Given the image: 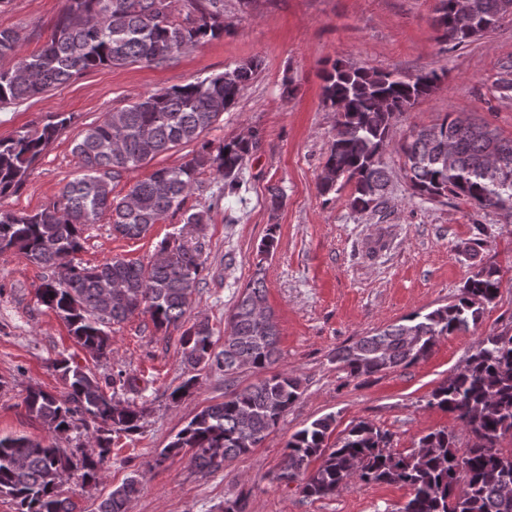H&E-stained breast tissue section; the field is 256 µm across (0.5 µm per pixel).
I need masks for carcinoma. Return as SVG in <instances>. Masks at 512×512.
Here are the masks:
<instances>
[{
    "mask_svg": "<svg viewBox=\"0 0 512 512\" xmlns=\"http://www.w3.org/2000/svg\"><path fill=\"white\" fill-rule=\"evenodd\" d=\"M65 0L45 48L20 51L19 36L0 30V58H14L0 69V105L16 104L102 67L160 65L188 46L224 35V0ZM470 13L456 16V0H439L434 26L439 39L466 45L494 31L512 16V0H469ZM259 61H243L224 73L151 92L119 112L87 126L73 152L81 170L60 191L59 200L34 214L0 212V252L15 249L49 271L38 288L41 302L55 311L82 348L102 358L111 353L110 326L147 315L154 329L182 330V362L191 371L214 369L230 390L224 400L197 412L158 453L157 462L180 454L201 472H213L259 447L299 399L301 380L288 371H265L280 357L279 331L268 306L264 279L250 281L227 319L224 345L214 348L203 320L189 322L199 295L205 259L202 246L164 241L161 260L148 264L112 258L90 265L77 258L84 233L107 215L112 230L137 239L170 211L182 208L196 174L208 168L222 182L208 209L185 213L184 224L206 221L210 209L239 193L241 175L258 150L259 137L236 138L218 146L201 139L236 103L255 76ZM443 74L432 69L414 76L369 71L333 62L322 74L323 102L336 111L335 134L318 178L321 196L350 188L355 212L382 207L388 185L383 155L395 121L438 87ZM69 117L38 129H23L0 140V196L20 189L33 164L56 139ZM197 148L176 166L156 169L121 199L111 182L179 146ZM411 188L420 198L440 202L463 198L476 210L512 214V138L487 123L465 126L447 113L400 144ZM499 270L483 265L467 279L455 300L426 313L414 312L398 324L375 329L336 351L334 360L353 377L409 367L427 357L440 338L477 327L498 296ZM190 326H185V323ZM66 385L57 395L32 388L28 411L62 435L87 420L97 424L95 449L78 454L25 436H0V498L15 512H73L60 490L61 476L76 472L95 485L112 454V433L139 430L144 410L115 400L98 379L66 359L55 364ZM262 374L243 388L234 386L244 371ZM198 383L192 375L170 393L188 397ZM428 405L455 416L469 432L461 445L446 428L422 436L407 454L389 446L388 434L360 420L331 441L335 418L328 414L291 435L283 467L273 479L297 484L307 497L326 498L364 483L400 484L410 498L399 512H512V335L479 340L464 366L430 394ZM139 491L133 476L112 489L98 512H127Z\"/></svg>",
    "mask_w": 512,
    "mask_h": 512,
    "instance_id": "1",
    "label": "carcinoma"
}]
</instances>
